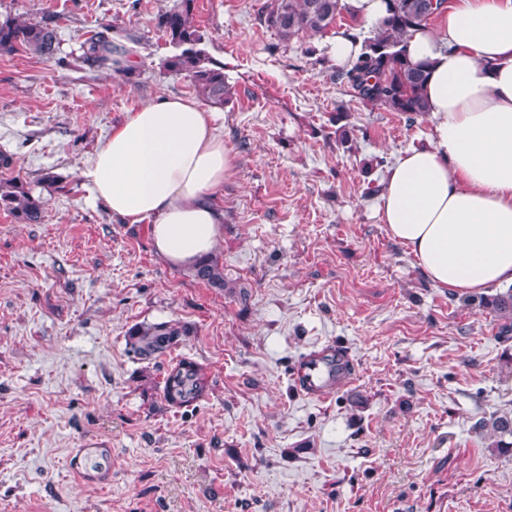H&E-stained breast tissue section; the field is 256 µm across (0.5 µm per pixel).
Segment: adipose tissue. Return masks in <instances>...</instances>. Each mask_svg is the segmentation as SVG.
<instances>
[{
  "instance_id": "obj_1",
  "label": "adipose tissue",
  "mask_w": 512,
  "mask_h": 512,
  "mask_svg": "<svg viewBox=\"0 0 512 512\" xmlns=\"http://www.w3.org/2000/svg\"><path fill=\"white\" fill-rule=\"evenodd\" d=\"M407 55L429 63L431 130L387 171L378 210L435 287L474 295L512 284V0H448ZM215 113L165 97L142 106L80 171L113 216L149 225L176 267L208 257L233 168Z\"/></svg>"
}]
</instances>
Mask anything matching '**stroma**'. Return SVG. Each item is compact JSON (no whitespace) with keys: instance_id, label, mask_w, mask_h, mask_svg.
Segmentation results:
<instances>
[{"instance_id":"obj_1","label":"stroma","mask_w":512,"mask_h":512,"mask_svg":"<svg viewBox=\"0 0 512 512\" xmlns=\"http://www.w3.org/2000/svg\"><path fill=\"white\" fill-rule=\"evenodd\" d=\"M269 2L195 0L233 91L212 254L229 291L159 259L147 225L114 220L79 176L132 112L197 99L164 67L173 0H0V19L53 18L60 41L51 60L0 56V180L63 178L43 223L0 211V512H512V451L481 426L512 417V335L478 296L434 287L377 215V158L424 142L430 118L363 106L305 55L323 36L267 27ZM105 24L136 38L132 74L75 68ZM164 321L190 336L137 360L127 330ZM331 344L350 372L305 396L297 365ZM182 357L208 388L176 408L161 386ZM87 444L112 456L105 484L68 470Z\"/></svg>"}]
</instances>
